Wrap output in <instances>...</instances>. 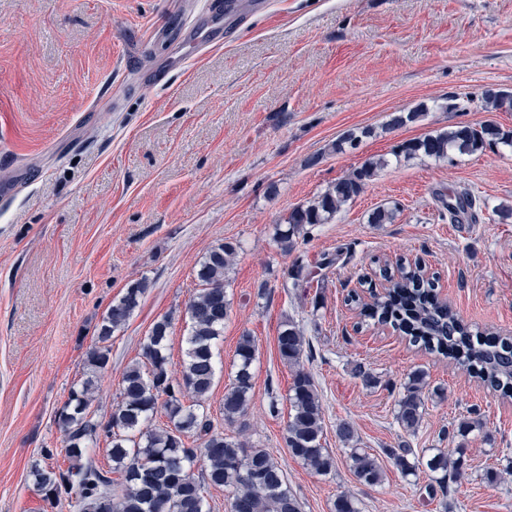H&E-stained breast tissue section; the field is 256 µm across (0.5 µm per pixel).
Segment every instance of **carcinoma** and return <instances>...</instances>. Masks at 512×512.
<instances>
[{
	"mask_svg": "<svg viewBox=\"0 0 512 512\" xmlns=\"http://www.w3.org/2000/svg\"><path fill=\"white\" fill-rule=\"evenodd\" d=\"M482 100L488 109L512 111V93L488 89ZM375 135L371 127L346 132L336 150L352 148ZM512 148V130L494 123L477 127L458 125L420 139L410 140L393 151L396 158L451 159L454 154L473 155L498 147ZM388 165L379 157L336 179L323 192L290 212L286 228H277L276 242L285 254L296 250L297 238L306 227L326 224L341 208L353 201L368 182ZM468 192L458 193L448 203L451 223L473 210ZM398 206H379L369 217L370 224H392ZM237 244L225 241L212 247L198 262L195 278L199 289L186 306L187 329L181 377H174L166 354L172 319L156 321L140 347V358L123 372L119 392L106 419L91 412L96 385L94 377L110 364L112 335L126 324L149 287L147 279L130 283L124 294L103 318L97 343L86 359V378L74 385L56 414V424L67 442L70 465L62 469L49 464L32 465L29 476L44 494L50 508L64 499L76 512H210L204 489L208 486L230 490L232 512H301L298 498L288 487L281 465L265 448H247L224 436L205 411L204 402L216 377L215 349L224 335V322L231 311L227 292L228 272ZM380 288L368 283L370 301L355 294L351 302L361 314L380 326L410 336L411 342L431 353L454 359L488 388L512 391V339L482 337L473 331L452 308L437 300L435 282L425 276L419 264H385L379 268ZM309 346L303 328L289 318L277 336L280 359L294 369L288 390L290 412L285 443L288 453L314 474L330 475L335 458L324 446L322 402L314 378L301 367ZM256 344L248 333L239 337L233 358L234 373L224 392V421L233 424L247 415L253 398ZM425 375L415 371L407 376L396 401L395 418L408 434L419 429L425 412L422 396ZM168 423H154L159 411ZM483 427L480 414L463 418L450 435L466 438ZM336 436L349 449L350 467L356 479L367 486L379 485L384 477L378 456L359 447L353 424L341 421ZM109 442L112 468L106 470L91 456L100 438ZM385 455L401 474L429 472L431 497L448 496V484L457 480L465 465L464 448L440 449L422 461L410 460L412 449L386 448Z\"/></svg>",
	"mask_w": 512,
	"mask_h": 512,
	"instance_id": "obj_1",
	"label": "carcinoma"
}]
</instances>
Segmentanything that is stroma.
<instances>
[{"label": "stroma", "instance_id": "35a3bbf8", "mask_svg": "<svg viewBox=\"0 0 512 512\" xmlns=\"http://www.w3.org/2000/svg\"><path fill=\"white\" fill-rule=\"evenodd\" d=\"M197 8L198 0H0V175L17 179L0 197V512H51L27 473L45 448L67 465L55 414L131 282L150 287L113 334L93 410L109 415L124 368L165 316L169 369L179 372L195 266L225 241L240 249L223 367L206 407L225 434L272 453L302 512H332L343 492L361 512H512V479H485L512 467V397L402 332L362 322L347 302L379 265L416 261L466 323L512 336V217L499 213L512 208V150L401 160L310 228L296 251L273 240L295 206L403 142L486 121L512 129V112L480 102L488 89L512 92V0H260L225 25L222 43L144 84ZM465 96L468 110L450 109ZM423 104L419 120L389 127L393 113ZM363 126L375 136L335 151L343 133ZM464 190L484 206L476 222L450 223L445 204ZM394 203L395 223H369L374 208ZM328 254L336 263L321 268ZM297 260L314 276L295 288L282 271ZM289 317L311 344L303 365L336 459L326 477L285 444L292 372L276 339ZM246 332L256 341L254 396L244 425L231 426L221 407ZM357 362L378 376L376 387L353 378ZM416 369L445 396L426 397L409 435L395 401ZM474 409L485 427L469 435L465 470L444 498L427 495L428 473L407 478L387 460L381 485L359 484L336 436L348 420L362 447L405 443L425 458L452 447L442 429Z\"/></svg>", "mask_w": 512, "mask_h": 512}]
</instances>
